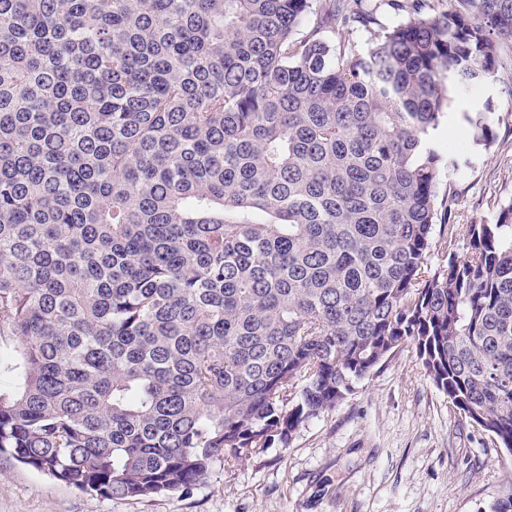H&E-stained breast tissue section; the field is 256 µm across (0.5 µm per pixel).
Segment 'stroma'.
Masks as SVG:
<instances>
[{
  "instance_id": "obj_1",
  "label": "stroma",
  "mask_w": 512,
  "mask_h": 512,
  "mask_svg": "<svg viewBox=\"0 0 512 512\" xmlns=\"http://www.w3.org/2000/svg\"><path fill=\"white\" fill-rule=\"evenodd\" d=\"M492 84L473 86L467 110L498 133L475 144L460 113L434 131L472 165L440 171L460 223H493L512 197V52ZM512 497V461L428 380L413 351L393 353L336 408L302 425L288 447L215 463L205 484L150 498H102L0 456V512H489Z\"/></svg>"
}]
</instances>
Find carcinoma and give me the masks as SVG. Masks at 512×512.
I'll list each match as a JSON object with an SVG mask.
<instances>
[{
  "instance_id": "cac0c4a2",
  "label": "carcinoma",
  "mask_w": 512,
  "mask_h": 512,
  "mask_svg": "<svg viewBox=\"0 0 512 512\" xmlns=\"http://www.w3.org/2000/svg\"><path fill=\"white\" fill-rule=\"evenodd\" d=\"M439 2L360 53L363 0H0L1 455L184 491L404 347L512 454V199L457 224L437 177L470 161L433 142L512 0ZM445 202L466 254L433 266Z\"/></svg>"
}]
</instances>
